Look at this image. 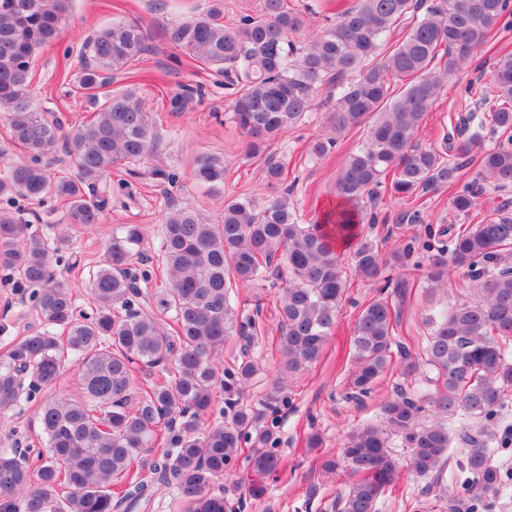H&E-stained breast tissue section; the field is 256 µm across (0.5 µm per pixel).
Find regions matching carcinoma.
<instances>
[{"instance_id":"obj_1","label":"carcinoma","mask_w":512,"mask_h":512,"mask_svg":"<svg viewBox=\"0 0 512 512\" xmlns=\"http://www.w3.org/2000/svg\"><path fill=\"white\" fill-rule=\"evenodd\" d=\"M73 6L74 0H0V119L29 156L0 171V270L15 287L34 288L42 322L0 356V414L55 386L68 363L84 393L82 401L55 398L41 406L46 447L33 463L0 448V512H136L171 487L176 512H226L219 482L238 461L254 476L255 497L280 469L274 414L285 386L280 377L264 400L242 403L259 365L246 347L223 363L224 345L232 336L250 344L264 327L240 318L234 288L281 283L279 352L288 374H299L322 356L348 288L337 243L357 240L355 271L366 279L379 275L378 245L358 231L364 221L376 222L367 207L385 195L413 202L448 185L455 187L451 210L470 216L480 188L458 182L474 152L483 178L512 183L510 52L495 60L489 84H466L473 106L456 113L440 146L416 141L448 76L467 67L494 32L512 27V0H356L336 7L304 46L294 35L306 16L319 14L308 3L299 9L266 0L263 15L246 14L228 26L224 0H209L171 26L173 47L224 78L226 110L248 138L250 156L265 154L331 86L334 136L314 140L308 154L322 158L337 136L366 125L365 141L336 177L338 204L320 222L299 223L285 157L265 162L268 196L224 200L215 223L189 205L167 212L157 261L163 285L154 300L159 312L172 315L171 329L139 307L141 287L152 281L131 262L142 240L139 225H124L105 243L91 275L97 307L87 316L55 272L66 241L41 236L12 212L20 199H59L71 223L93 227L112 207V171L146 161L160 142L145 102L131 91L105 96L92 119L65 132L33 103L35 52L59 37ZM86 47L80 86L95 100L112 73L147 52L148 34L135 21H115ZM61 144L74 170L54 179L43 160ZM226 172L224 159L204 156L190 177L214 187ZM422 247L430 252L427 287L444 286L452 270L462 269L472 297L424 318L430 392L398 391L383 405V424L350 434L339 459L322 462L328 473L342 467L357 476L332 501V512H378L404 471L426 480L439 501L462 502L470 512H493L512 485L493 463L503 437L492 423L512 405V213L499 210L458 231L430 227ZM396 324L391 300L378 297L363 307L352 337L353 397L368 396L396 357L404 374L416 372L396 340ZM144 367L160 369L163 380L134 394V372ZM219 391L229 412L210 426L205 416ZM165 424L171 448L159 454L151 443ZM394 437L407 450L404 467L391 448ZM455 439L464 446L460 456L451 450Z\"/></svg>"}]
</instances>
